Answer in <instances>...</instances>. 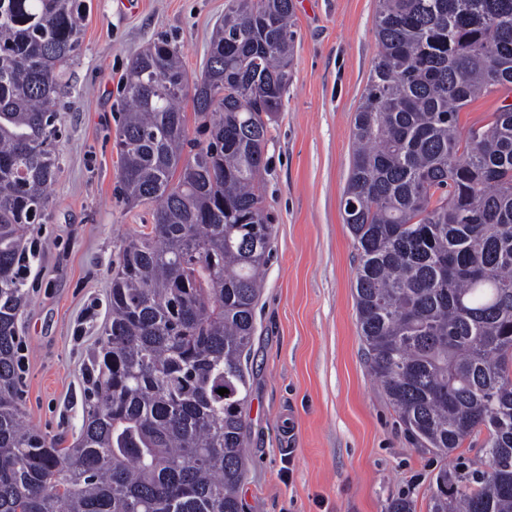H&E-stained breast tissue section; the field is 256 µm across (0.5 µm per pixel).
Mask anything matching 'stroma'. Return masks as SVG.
Returning <instances> with one entry per match:
<instances>
[{
    "mask_svg": "<svg viewBox=\"0 0 512 512\" xmlns=\"http://www.w3.org/2000/svg\"><path fill=\"white\" fill-rule=\"evenodd\" d=\"M229 0H93L61 98L60 172L32 252L19 318L24 422L73 441L84 369L109 317L123 240L152 207L116 195L113 146L132 57L167 38L200 73ZM291 80L269 124L259 185L274 225L250 356L245 512H388L407 497L428 512L441 467L483 469L480 448L416 451L371 376L357 323V256L341 200L351 129L376 61L377 0H293Z\"/></svg>",
    "mask_w": 512,
    "mask_h": 512,
    "instance_id": "stroma-1",
    "label": "stroma"
}]
</instances>
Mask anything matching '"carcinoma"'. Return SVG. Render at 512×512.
I'll return each mask as SVG.
<instances>
[{
	"label": "carcinoma",
	"instance_id": "obj_1",
	"mask_svg": "<svg viewBox=\"0 0 512 512\" xmlns=\"http://www.w3.org/2000/svg\"><path fill=\"white\" fill-rule=\"evenodd\" d=\"M92 0H0V512H244L248 360L273 224L257 187L290 81L293 0H231L199 77L160 39L131 61L119 196L153 204L112 271L68 448L23 422L24 229L59 163V99ZM344 223L373 378L418 451L485 434L428 512H512V0H378ZM192 98L200 140L180 104ZM220 388L229 393L221 396ZM505 95L497 94L485 98H480L467 107H465L460 113V124L464 129L468 128L474 123L477 125L485 124L489 119L492 112L503 104L512 103V93L509 97L504 100Z\"/></svg>",
	"mask_w": 512,
	"mask_h": 512
}]
</instances>
